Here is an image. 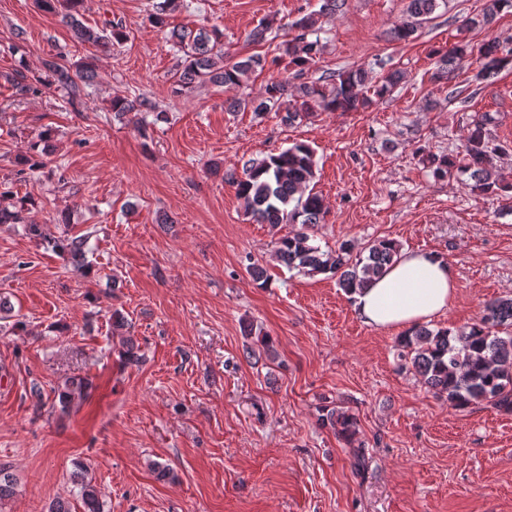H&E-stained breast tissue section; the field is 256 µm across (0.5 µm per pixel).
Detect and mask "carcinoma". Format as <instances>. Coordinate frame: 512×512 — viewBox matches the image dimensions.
I'll list each match as a JSON object with an SVG mask.
<instances>
[{
  "instance_id": "carcinoma-1",
  "label": "carcinoma",
  "mask_w": 512,
  "mask_h": 512,
  "mask_svg": "<svg viewBox=\"0 0 512 512\" xmlns=\"http://www.w3.org/2000/svg\"><path fill=\"white\" fill-rule=\"evenodd\" d=\"M43 7L62 9V22L71 28L75 38L107 47L121 31H97L79 19L84 0H40ZM438 7V0H409L407 18L391 31L395 41H406L418 32ZM512 10V0H488V7L480 17L464 21L467 28L489 24L495 15ZM318 18L307 14L297 19L292 28L297 31L286 43L284 53L288 65L297 68V75L314 61L319 42L309 39L317 32ZM172 37L185 49V61L176 83L178 89L193 90L206 86L238 87L249 74L264 67L260 56L253 55L232 63L224 62V52L217 48L213 36L204 29L196 32L172 31ZM473 49L467 42H459L452 49L439 55L436 78L450 80L455 72L464 68ZM479 65L472 81L482 84L496 71L512 67V47L497 39L480 46ZM43 68L52 83L64 91L68 103L75 107L82 104L86 85L95 78L91 62H83L78 71L60 64L56 59L43 60ZM403 79L399 70H392L370 86L369 74L362 68L339 72H327L317 82H303L295 87L296 100L287 103L288 82L271 81L266 84L260 97L247 102L255 113L277 112L281 122L291 125L295 121L320 109L324 112H360L376 101L391 94ZM156 112V119H164L165 113L156 111L150 101L137 97L133 100L112 99V111L127 115L131 112ZM495 118L488 112L477 113L461 135V151L455 154L437 155L420 150L422 162L437 177L463 176L465 186L477 195H496L505 191L494 167L495 157L512 150L492 139L490 126ZM45 142L41 152L24 159L28 169L46 165L52 153L50 135L41 136ZM315 177L313 150L304 143H295L259 162H247L242 176L227 174V180L236 188L245 210L259 224H298L300 228L278 239L275 259L289 269L308 274L329 273L337 278L343 291L352 294L367 287L374 278L381 276L396 261L399 245L390 239L373 241L367 247V255L354 254V246L345 241L332 253H324L311 243L308 230L321 223L326 214L323 198L306 188ZM26 202L7 206L0 205V224L23 222ZM29 234L37 240L54 243L55 250L73 257L81 255L86 238L81 236L52 238L42 224L27 225ZM397 357L401 367L414 371L421 382L437 397L448 401L456 409L487 402L497 408L512 412V297L497 299L486 305L483 315L464 327L451 332L448 329L432 330L424 325L409 328L396 341ZM336 434L347 442L357 434V417L353 413L335 411L326 417ZM86 512H103L94 485L78 473L74 475Z\"/></svg>"
}]
</instances>
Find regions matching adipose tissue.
Returning <instances> with one entry per match:
<instances>
[{
    "mask_svg": "<svg viewBox=\"0 0 512 512\" xmlns=\"http://www.w3.org/2000/svg\"><path fill=\"white\" fill-rule=\"evenodd\" d=\"M354 307L366 323L395 330L442 314L457 299L448 264L423 252H404L385 274L361 292Z\"/></svg>",
    "mask_w": 512,
    "mask_h": 512,
    "instance_id": "ef3b65f1",
    "label": "adipose tissue"
}]
</instances>
